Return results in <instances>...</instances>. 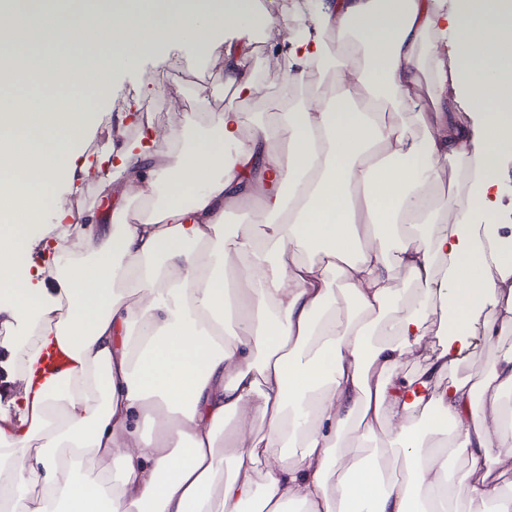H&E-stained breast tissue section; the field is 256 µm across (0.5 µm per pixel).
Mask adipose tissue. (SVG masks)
<instances>
[{
  "label": "adipose tissue",
  "instance_id": "obj_1",
  "mask_svg": "<svg viewBox=\"0 0 512 512\" xmlns=\"http://www.w3.org/2000/svg\"><path fill=\"white\" fill-rule=\"evenodd\" d=\"M253 18L272 41L288 26L248 0L0 10L11 75L39 84L0 94V298L26 326L30 416L0 414V512H512V29L484 0H326L288 50L297 93L279 112L249 127L228 108L207 136L113 149L142 184L135 213L79 215L89 256L23 261L29 224L74 182L96 95L187 39L253 97ZM445 168L464 202L431 198ZM247 198L260 232L224 222ZM431 333L437 354L402 374ZM479 340L497 347L484 377L435 389ZM381 424L388 445L365 448Z\"/></svg>",
  "mask_w": 512,
  "mask_h": 512
}]
</instances>
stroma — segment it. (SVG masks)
<instances>
[{
  "label": "stroma",
  "mask_w": 512,
  "mask_h": 512,
  "mask_svg": "<svg viewBox=\"0 0 512 512\" xmlns=\"http://www.w3.org/2000/svg\"><path fill=\"white\" fill-rule=\"evenodd\" d=\"M251 63L263 83L261 102L227 96L221 63L203 56L197 45L182 41L161 46L159 58H146L134 72L118 73L111 88L93 104L86 132L77 148L96 162L94 178L75 181L62 188L58 208L72 212L92 211L107 219L110 208L101 204L99 184L111 178L102 158L114 145L136 139L143 125L153 131L189 127L202 134L210 127L214 113L232 106L243 112L247 122L265 119L280 107V91L287 77L282 60L285 46H272L256 36ZM19 332L9 316L0 317V412L18 416L19 390L11 380L12 343Z\"/></svg>",
  "instance_id": "1"
}]
</instances>
